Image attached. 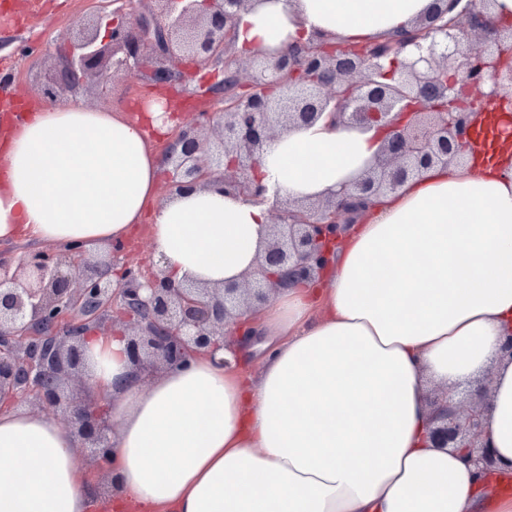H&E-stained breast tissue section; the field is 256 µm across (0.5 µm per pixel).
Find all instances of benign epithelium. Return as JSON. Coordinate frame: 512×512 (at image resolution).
I'll list each match as a JSON object with an SVG mask.
<instances>
[{
	"instance_id": "7a95c632",
	"label": "benign epithelium",
	"mask_w": 512,
	"mask_h": 512,
	"mask_svg": "<svg viewBox=\"0 0 512 512\" xmlns=\"http://www.w3.org/2000/svg\"><path fill=\"white\" fill-rule=\"evenodd\" d=\"M150 2L107 0L70 33L49 57L58 78L41 86V101L104 93L116 77L144 67L162 88L196 80L219 92L183 121L170 103L178 124L163 150V197L219 184L226 194L271 203L272 224L256 268L218 288L175 283L152 262L127 263L114 279L112 263L82 245L28 251L12 273L0 263V400L59 418L109 498L112 475L100 461L112 422L95 402L84 336L124 322L131 363L157 375L228 336L257 335L244 315L293 281L320 278L361 208L428 169L462 163L473 116L492 104L512 108V21H492L491 0H433L411 30L372 43V52L315 33L278 56L251 57L243 82L235 21L257 0ZM409 46L416 57L399 60ZM325 115L382 130L376 163L322 199L267 197L259 175L266 146ZM488 395V386H478L449 404L439 390L430 393L432 447L466 448L471 462L492 468L483 425Z\"/></svg>"
}]
</instances>
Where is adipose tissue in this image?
<instances>
[{"mask_svg": "<svg viewBox=\"0 0 512 512\" xmlns=\"http://www.w3.org/2000/svg\"><path fill=\"white\" fill-rule=\"evenodd\" d=\"M432 0H258L235 47L280 53L314 31L363 41L408 28ZM145 114L43 105L0 154V241L92 248L150 219L172 281L221 284L254 268L268 211L210 187L164 198ZM376 130L317 122L267 147L260 174L317 199L363 174ZM258 374L230 347L136 377L122 328L86 336L112 420L106 467L135 512H497L512 489V133L494 157L434 168L364 211L316 283L278 291L257 319ZM492 369L485 411L499 470L429 447L426 383ZM97 496L74 439L46 413L0 411V512H89Z\"/></svg>", "mask_w": 512, "mask_h": 512, "instance_id": "1", "label": "adipose tissue"}]
</instances>
